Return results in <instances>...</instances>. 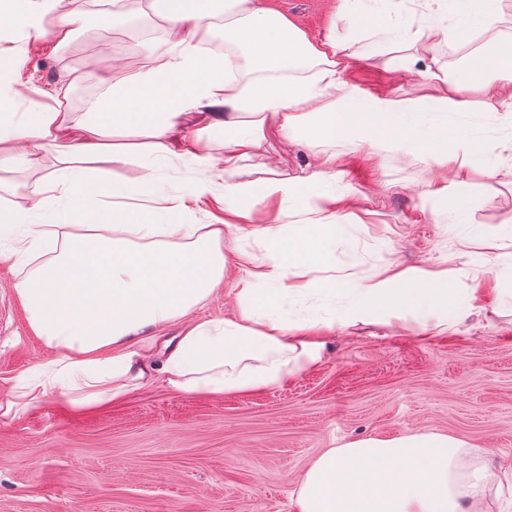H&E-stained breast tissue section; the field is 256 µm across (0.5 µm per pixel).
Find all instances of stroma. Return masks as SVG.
Returning a JSON list of instances; mask_svg holds the SVG:
<instances>
[{"label":"stroma","instance_id":"stroma-1","mask_svg":"<svg viewBox=\"0 0 512 512\" xmlns=\"http://www.w3.org/2000/svg\"><path fill=\"white\" fill-rule=\"evenodd\" d=\"M311 41L331 32L329 0H272ZM153 14L123 26L78 33L65 46L0 31V56L20 84L46 86L67 70L123 56L121 80L135 69L131 46L154 28ZM484 37L473 31L435 52L456 73ZM372 39L354 38L347 77L368 96L408 100L427 120L436 90L414 73L369 58ZM335 154L361 216L330 247L345 286L333 298L312 293L293 315L331 320L353 304L354 289L384 270L447 273L450 296L468 315L440 329L416 317L325 333L321 359L287 386L248 394L183 396L156 380L130 399L84 415L54 399L0 420V512H294L311 463L326 449L368 437L447 434L489 479L512 467V156L480 166L438 168L391 142L371 146L343 136L281 143L242 164L240 181L315 171ZM56 167L53 155L0 171V205L26 210ZM470 202L458 220L454 202ZM18 269L0 260V378L47 361L31 337L12 284Z\"/></svg>","mask_w":512,"mask_h":512}]
</instances>
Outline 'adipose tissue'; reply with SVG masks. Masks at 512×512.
<instances>
[{"label":"adipose tissue","instance_id":"1","mask_svg":"<svg viewBox=\"0 0 512 512\" xmlns=\"http://www.w3.org/2000/svg\"><path fill=\"white\" fill-rule=\"evenodd\" d=\"M436 2L438 22L386 30L399 52L396 70L436 86L433 111L421 123L408 100L363 96L347 79L359 0H331L334 21L349 31L319 42L265 0H112L108 15L84 10L80 0H0V26L60 46L77 30L133 13H155L164 31L128 78L114 80L108 65L96 72L102 94L86 111L62 109L86 79L77 70L37 89L44 100L38 111H12L11 100L0 97V170L53 154L59 167L35 190V206H61L58 219L44 224L0 208V246L27 269L14 292L33 337L53 352L12 377L0 419H17L50 397L77 413L105 408L159 377L182 395L252 392L287 385L319 361L325 322L289 319L288 308L309 293L335 294V277L320 272L330 266L331 244L360 220L349 192L336 188V157L325 156L313 174L257 187L235 176L241 161L272 149L278 138L398 140L406 155L443 168L512 152L511 139H478L460 99L478 84L487 105L512 119V40L501 36L498 0ZM215 17L221 28L213 27ZM475 26L485 41L464 72L433 69L437 47ZM306 60L317 70L295 76ZM218 133L226 136L219 163L206 151ZM140 134L150 139L140 179L105 178V167L129 162L135 149L126 139ZM184 156L200 168L192 189L176 202L154 195L156 169ZM219 188L225 224L170 223L173 208L206 202ZM140 197L150 202L145 220L118 205ZM271 198L294 201L305 220L250 224L265 254L241 253L249 270L232 288L234 313L197 318L224 282L225 236L236 235L255 206ZM438 313L447 320L467 313L465 305L449 304L447 281L382 274L357 288L339 324ZM175 323L179 334L164 338ZM461 446L446 435H400L328 449L307 470L295 512H482L487 476Z\"/></svg>","mask_w":512,"mask_h":512}]
</instances>
